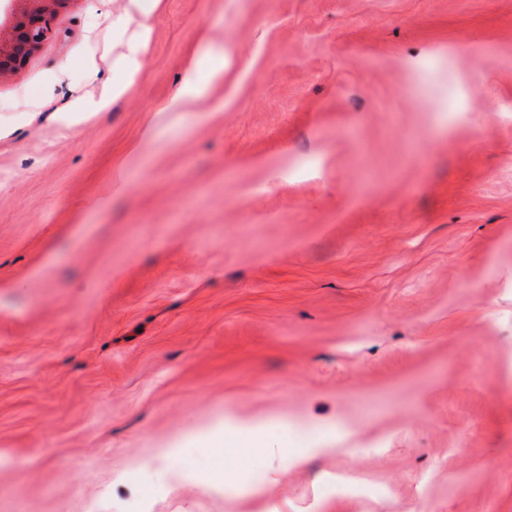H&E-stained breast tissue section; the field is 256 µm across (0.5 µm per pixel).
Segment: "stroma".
Segmentation results:
<instances>
[{
    "label": "stroma",
    "mask_w": 512,
    "mask_h": 512,
    "mask_svg": "<svg viewBox=\"0 0 512 512\" xmlns=\"http://www.w3.org/2000/svg\"><path fill=\"white\" fill-rule=\"evenodd\" d=\"M124 5L68 0L0 82V512L124 498L162 448L197 458L154 512H512V0H163L66 135ZM183 68L182 85L168 101V108L175 112L202 98L208 86L224 79V50L190 57Z\"/></svg>",
    "instance_id": "1"
}]
</instances>
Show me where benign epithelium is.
<instances>
[{
  "mask_svg": "<svg viewBox=\"0 0 512 512\" xmlns=\"http://www.w3.org/2000/svg\"><path fill=\"white\" fill-rule=\"evenodd\" d=\"M8 26L0 25V81L21 70L52 36L51 22L69 0H21Z\"/></svg>",
  "mask_w": 512,
  "mask_h": 512,
  "instance_id": "1",
  "label": "benign epithelium"
}]
</instances>
